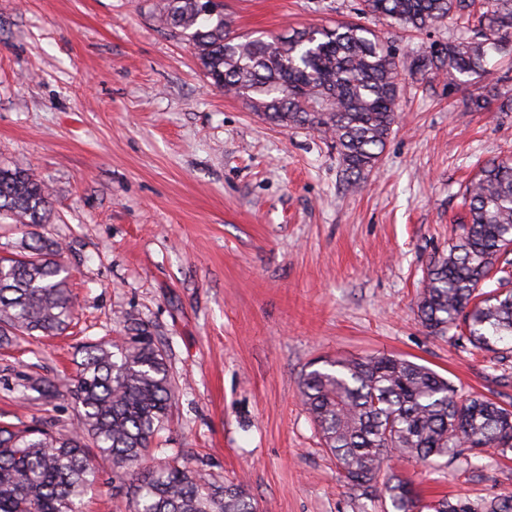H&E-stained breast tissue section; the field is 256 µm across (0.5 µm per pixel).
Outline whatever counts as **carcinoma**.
<instances>
[{"label":"carcinoma","mask_w":512,"mask_h":512,"mask_svg":"<svg viewBox=\"0 0 512 512\" xmlns=\"http://www.w3.org/2000/svg\"><path fill=\"white\" fill-rule=\"evenodd\" d=\"M361 13L404 32L447 20L456 34L402 57L392 42L356 22L294 28L267 41L235 35L220 10L201 14V0H164V24L190 37L204 75L265 120L317 131L336 149L348 190L379 166L397 118L402 74L442 71L457 85L489 73L491 54L512 59V0H362ZM493 95H472L463 111L481 112ZM462 236L428 268L417 305L431 334L458 330L475 348L512 352V158H493L463 195ZM50 207L46 184L16 163L0 167V213L36 226ZM31 243L0 257V346L30 336H57L76 305L60 258L63 247L30 233ZM497 278V288L483 285ZM122 340L83 347L69 397L77 412L68 433L0 421V512H82L112 465V488L133 512H258L247 485L210 480L191 459L148 465L168 420L177 382L149 327L129 317ZM46 401L55 385L33 379ZM303 404L344 482L365 496L382 485L394 512H512V493L472 503L443 497L426 503L413 482L394 472L391 455L424 465L437 457L467 464L492 450L512 451V405L485 396L458 400L430 368L394 355L336 358L305 373Z\"/></svg>","instance_id":"carcinoma-1"}]
</instances>
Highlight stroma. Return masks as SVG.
<instances>
[{
	"label": "stroma",
	"mask_w": 512,
	"mask_h": 512,
	"mask_svg": "<svg viewBox=\"0 0 512 512\" xmlns=\"http://www.w3.org/2000/svg\"><path fill=\"white\" fill-rule=\"evenodd\" d=\"M359 0H224L233 31L355 19ZM163 0H0V166L49 187L37 234L64 245L78 323L0 347V420L70 429L68 397L23 399L27 378L68 388L78 347L121 338L127 317L162 344L178 388L156 461L183 450L211 480H244L265 512H390L339 480L299 380L339 356L392 354L458 396L512 403V354L434 336L417 317L427 268L462 234V197L488 159L512 155V112H466L444 74L406 75L378 168L344 188L330 140L284 129L205 78ZM367 26L401 55L451 38ZM426 499L512 493V459L478 468L401 462Z\"/></svg>",
	"instance_id": "obj_1"
}]
</instances>
